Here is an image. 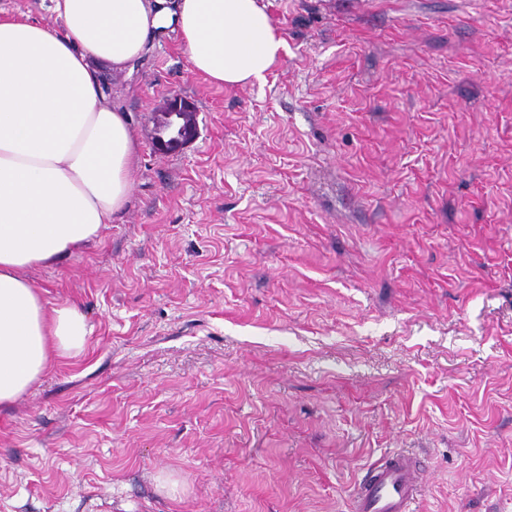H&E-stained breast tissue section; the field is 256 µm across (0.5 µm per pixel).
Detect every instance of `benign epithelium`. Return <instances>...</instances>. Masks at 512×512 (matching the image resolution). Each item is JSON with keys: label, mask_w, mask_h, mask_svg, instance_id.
I'll use <instances>...</instances> for the list:
<instances>
[{"label": "benign epithelium", "mask_w": 512, "mask_h": 512, "mask_svg": "<svg viewBox=\"0 0 512 512\" xmlns=\"http://www.w3.org/2000/svg\"><path fill=\"white\" fill-rule=\"evenodd\" d=\"M152 144L160 153L178 152L191 144L198 135L195 111L187 102L171 98L151 113Z\"/></svg>", "instance_id": "1"}]
</instances>
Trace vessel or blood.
Wrapping results in <instances>:
<instances>
[{"instance_id":"vessel-or-blood-1","label":"vessel or blood","mask_w":512,"mask_h":512,"mask_svg":"<svg viewBox=\"0 0 512 512\" xmlns=\"http://www.w3.org/2000/svg\"><path fill=\"white\" fill-rule=\"evenodd\" d=\"M428 464L392 451L370 465L352 492V512H417Z\"/></svg>"}]
</instances>
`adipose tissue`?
<instances>
[{"label":"adipose tissue","mask_w":512,"mask_h":512,"mask_svg":"<svg viewBox=\"0 0 512 512\" xmlns=\"http://www.w3.org/2000/svg\"><path fill=\"white\" fill-rule=\"evenodd\" d=\"M62 32L0 19V407L85 347L76 306H52L31 269L100 238L128 201L137 138L101 69L123 71L175 32L195 72L264 83L288 43L263 0H51Z\"/></svg>","instance_id":"1"}]
</instances>
